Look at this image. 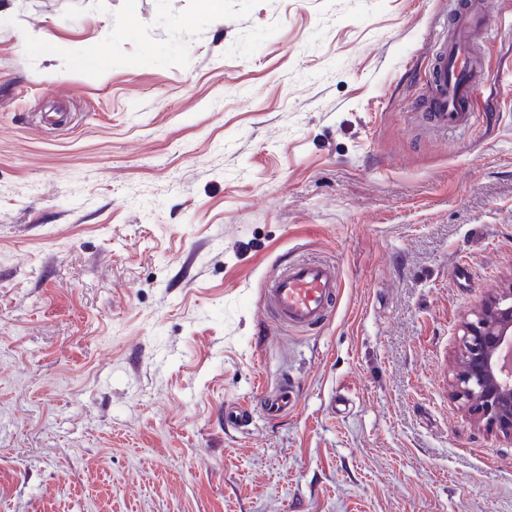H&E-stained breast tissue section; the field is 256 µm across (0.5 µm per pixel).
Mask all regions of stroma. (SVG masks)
<instances>
[{
    "label": "stroma",
    "instance_id": "obj_1",
    "mask_svg": "<svg viewBox=\"0 0 512 512\" xmlns=\"http://www.w3.org/2000/svg\"><path fill=\"white\" fill-rule=\"evenodd\" d=\"M454 7L0 0V512H512V441L450 388L512 286V0L444 130L418 104ZM307 258L338 307L277 329ZM339 288L336 266L297 261L269 282L264 303L280 327L312 329L326 321L336 305ZM264 395L265 411L272 416L288 413L297 404L292 386L288 381L283 382L275 391L264 390Z\"/></svg>",
    "mask_w": 512,
    "mask_h": 512
}]
</instances>
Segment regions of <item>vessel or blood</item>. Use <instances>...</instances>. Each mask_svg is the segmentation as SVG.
<instances>
[{
	"instance_id": "1",
	"label": "vessel or blood",
	"mask_w": 512,
	"mask_h": 512,
	"mask_svg": "<svg viewBox=\"0 0 512 512\" xmlns=\"http://www.w3.org/2000/svg\"><path fill=\"white\" fill-rule=\"evenodd\" d=\"M487 0H457L447 34L429 71L419 108L446 128L470 125L478 94L488 80L479 63L478 42L483 34ZM340 281L334 265L298 261L282 269L265 290L264 303L283 328L311 329L323 324L336 305ZM265 411L272 416L296 406L289 384L266 392Z\"/></svg>"
}]
</instances>
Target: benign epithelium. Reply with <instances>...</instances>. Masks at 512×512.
I'll return each mask as SVG.
<instances>
[{
  "label": "benign epithelium",
  "instance_id": "benign-epithelium-1",
  "mask_svg": "<svg viewBox=\"0 0 512 512\" xmlns=\"http://www.w3.org/2000/svg\"><path fill=\"white\" fill-rule=\"evenodd\" d=\"M463 359L452 395L478 425L512 441V286L490 294L462 323Z\"/></svg>",
  "mask_w": 512,
  "mask_h": 512
}]
</instances>
